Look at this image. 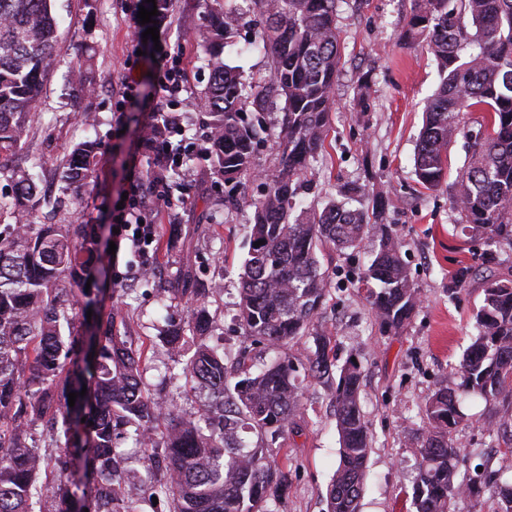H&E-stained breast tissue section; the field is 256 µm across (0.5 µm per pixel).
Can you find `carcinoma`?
<instances>
[{
    "label": "carcinoma",
    "mask_w": 512,
    "mask_h": 512,
    "mask_svg": "<svg viewBox=\"0 0 512 512\" xmlns=\"http://www.w3.org/2000/svg\"><path fill=\"white\" fill-rule=\"evenodd\" d=\"M342 0H212L204 47L208 81L200 91L209 135L203 153L214 174L231 185L252 174L267 90L284 99L274 173L253 203L247 257L239 280L237 319L254 344L278 355L251 372L248 347L232 353L200 342L188 358L181 348L206 335L213 316L205 285L188 262L170 300L194 303L188 319L171 324L162 345L178 351L190 386L207 392L193 416L179 413L143 382L144 352L126 335L124 304L92 320L91 336L73 315L75 290L99 259V240L84 224H30L39 187L28 170L5 168L14 195L0 200V512H43L40 475L58 482L55 512H144L152 497L169 512H272L288 490L286 466L267 449L288 447L303 431V380L330 390L339 461L327 488L325 512H358L371 433L361 409V371L347 359L336 366L333 337L323 329L331 276L325 251H358L369 240V213L349 206L360 192L342 187L321 207L294 213L305 173L322 155L341 69L338 8ZM255 24L258 45L271 59L264 82L244 79L224 64V47ZM423 39L440 84L425 110L414 172L428 191L445 183L448 148L461 137L468 163L451 186L458 222L494 244L512 246V0H413L403 31ZM56 22L50 0H0V158L24 148L44 80L55 67ZM479 112L470 127L460 116ZM97 146L73 145L56 168L59 180L79 189L95 178ZM265 244L256 247L254 243ZM401 241L385 235L362 270L359 284L379 331L397 334L420 305L402 256ZM484 303L476 313L479 335L463 355L458 382L436 390L423 407L419 462L411 486L415 512H451L454 500L489 492L497 512H512V465L476 486L461 475V449L453 433L460 402L512 399V279L484 276ZM312 341L296 364L284 348ZM69 406L68 394L81 392ZM85 416V438L72 442L73 416ZM45 425L55 455H36L26 436ZM144 448L146 489L124 481L127 439ZM160 471L164 478L153 480Z\"/></svg>",
    "instance_id": "cac0c4a2"
}]
</instances>
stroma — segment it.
<instances>
[{"label": "stroma", "mask_w": 512, "mask_h": 512, "mask_svg": "<svg viewBox=\"0 0 512 512\" xmlns=\"http://www.w3.org/2000/svg\"><path fill=\"white\" fill-rule=\"evenodd\" d=\"M145 0H51L60 40L57 65L46 82L35 121L25 137V149L10 162L34 174L46 200L31 219L37 224L72 220L98 227L104 249V277L93 288L110 289L120 280L127 293V333L135 343L150 344L154 353L145 379L162 384L166 399L190 415L197 411L200 392L184 388L182 380L165 376L170 359L159 342L168 321L184 318L185 304L164 299L174 287L183 254L175 228L203 224L207 231L195 242L200 277L220 290L212 340L237 349L245 337L235 315L238 276L246 256L253 203L273 173L277 144L273 137L282 116L283 100L269 97L262 118L268 133L255 154V173L236 192L234 207L224 204V181L210 174L199 147L208 128L199 96L208 77L199 34L204 27V0H170L159 33L184 42L188 83L176 105L181 133H168L155 151L142 152L141 130L150 121L158 98L153 42L131 35ZM412 0H344L339 26L344 62L334 90L335 110L325 151L308 170L300 207L323 204L344 185L361 187V205L377 210L370 238L382 231L403 244L421 303L405 329L381 333L356 278L370 258L369 247L353 256L322 257L335 273L328 296L325 329L337 340L336 360L356 356L363 372L362 409L373 435L360 512H410L401 491L415 475L416 444L422 427V405L435 390L454 385L456 369L478 328L475 315L483 303V284L471 279L453 284L463 266L484 269L485 253L497 252L496 271L512 279V247H490L458 222L447 188L423 189L414 173V150L423 125L424 109L439 84L436 65L425 41H403L401 34ZM252 30L242 29L224 49L227 65L245 77L268 74L270 61L252 45ZM82 60L86 89L74 93L70 63ZM134 83L133 97L117 95L120 82ZM84 140L100 147L97 179L74 191L55 175L59 160ZM174 153L175 161L161 183L176 202L151 205L148 219L163 234L162 247L132 249L128 239L112 230L111 208L128 187L129 168L148 171L156 155ZM305 433L288 450L287 495L273 512H324V497L336 469L339 437L328 389L308 385L304 395ZM464 425L454 441L467 460V477L491 474L501 452L512 448V400L494 404L470 398L460 405Z\"/></svg>", "instance_id": "35a3bbf8"}]
</instances>
